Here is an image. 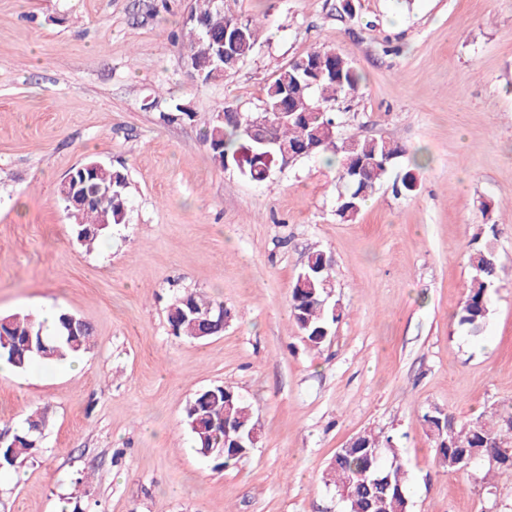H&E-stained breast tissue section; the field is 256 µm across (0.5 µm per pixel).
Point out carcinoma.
Masks as SVG:
<instances>
[{
  "label": "carcinoma",
  "instance_id": "cac0c4a2",
  "mask_svg": "<svg viewBox=\"0 0 512 512\" xmlns=\"http://www.w3.org/2000/svg\"><path fill=\"white\" fill-rule=\"evenodd\" d=\"M195 19L185 25L186 49L196 52V71L202 80L211 82L233 69L224 65L218 70L210 65L201 47L212 41L224 40V30L237 27L241 30L237 56L245 59L254 51L260 25L253 19H241L224 5V0H203V6L195 9ZM359 82L356 70L331 49L312 50L295 58L267 85L263 111L243 114L225 106L221 114L204 134L213 161L223 167L233 159L242 173L250 180L267 183L273 168L282 162V154L262 143V138L251 131L252 121L264 117L271 122L270 137L277 144H286L293 159L329 152L336 159L345 183V191L336 210L340 220L348 222L356 218L368 194L383 177L395 159L402 156L403 148L384 139L337 137V121L334 106L338 99L348 96ZM304 87L302 96L293 100L291 107L307 117H292L285 122L276 121L275 112L283 103L285 90ZM127 177L123 171L103 167L81 186L89 199L83 207L70 205V185L60 183L58 194L69 207L74 219V230L79 232L82 245L91 248L114 225L125 220L127 204ZM326 252L315 250L308 253L300 275L310 279L313 289L295 279L291 287V314L297 328L314 347L323 343L322 336L330 335L341 313L324 303L322 283L330 281L333 266L325 259ZM473 270L468 293L457 313L460 324L467 326L473 335L481 333L490 310L493 288L499 281V264L494 245L485 241L468 255ZM224 304L208 300L203 295L187 292L176 297L169 305L167 320L175 329L174 336L194 340L198 336H215L221 329L206 323L217 319ZM68 311H60L53 331L31 314L15 313L7 316L8 325L0 327V357L17 371L23 372L34 361L47 365L62 363L84 352L90 343L92 328L82 337H72L67 330ZM229 387L218 389L211 395L199 394L195 400L199 409L185 410V425L196 418L208 415L218 418L224 406V395H230ZM436 443V461L450 472H466L477 463L487 460L489 468L512 470V465L489 460L488 449L501 458L512 459V410L498 414L490 421L479 416L459 424L444 415H423ZM47 412L34 410L25 425L16 431L0 448V469H13L42 452L39 440L46 428ZM200 454L213 448L212 456L224 443V430L218 424L205 425V429L192 432ZM360 448H340L336 451L325 471V483L335 490H346V512H411L407 496L408 472L391 437L373 432L359 434ZM381 449V458L373 460L371 453Z\"/></svg>",
  "mask_w": 512,
  "mask_h": 512
}]
</instances>
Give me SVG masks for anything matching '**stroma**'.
<instances>
[{
  "label": "stroma",
  "instance_id": "obj_1",
  "mask_svg": "<svg viewBox=\"0 0 512 512\" xmlns=\"http://www.w3.org/2000/svg\"><path fill=\"white\" fill-rule=\"evenodd\" d=\"M195 3L0 0V317L49 307L94 329L79 373L36 363L0 379L1 436L50 413L42 454L0 475V512H63L72 497L81 512H344L323 472L365 431L400 449L411 512H512V472L441 470L423 421L512 407V0H230L262 36L206 84L183 47ZM323 48L360 76L335 107L340 137L405 150L347 223L330 155L264 185L203 142L220 107L261 111L274 76ZM178 104L189 118L163 121ZM91 160L123 171L128 197L89 250L58 186ZM489 228L500 281L473 337L456 313ZM316 248L341 318L313 347L290 291ZM185 291L223 301V334L171 333ZM217 385L261 424L225 468L183 422Z\"/></svg>",
  "mask_w": 512,
  "mask_h": 512
}]
</instances>
